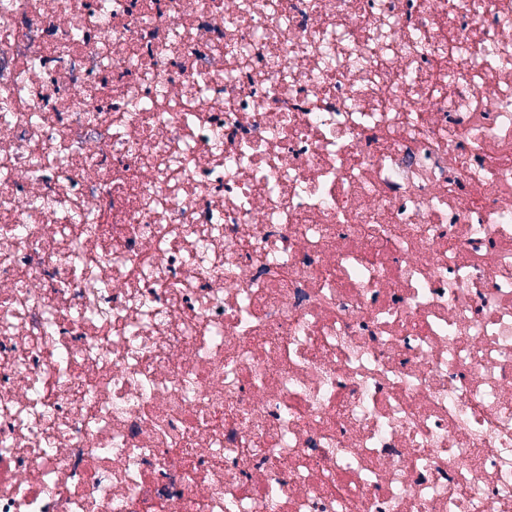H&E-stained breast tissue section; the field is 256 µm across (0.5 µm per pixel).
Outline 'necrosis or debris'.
I'll return each mask as SVG.
<instances>
[{"label":"necrosis or debris","instance_id":"4bbe7bcc","mask_svg":"<svg viewBox=\"0 0 512 512\" xmlns=\"http://www.w3.org/2000/svg\"><path fill=\"white\" fill-rule=\"evenodd\" d=\"M0 512H512V0H0Z\"/></svg>","mask_w":512,"mask_h":512}]
</instances>
